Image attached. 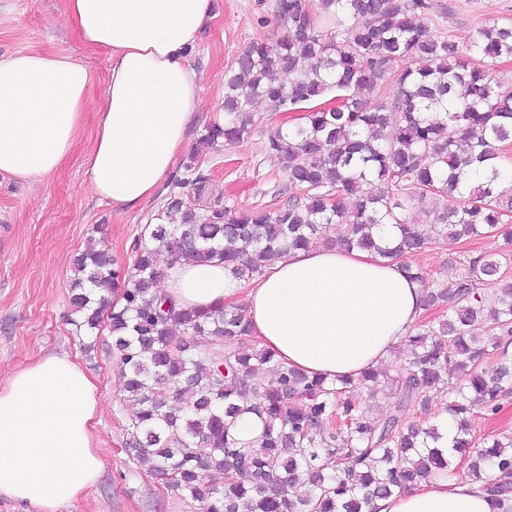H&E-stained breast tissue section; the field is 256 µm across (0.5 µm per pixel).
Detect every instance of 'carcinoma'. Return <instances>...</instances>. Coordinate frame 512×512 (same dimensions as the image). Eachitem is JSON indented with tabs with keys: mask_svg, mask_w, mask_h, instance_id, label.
I'll return each mask as SVG.
<instances>
[{
	"mask_svg": "<svg viewBox=\"0 0 512 512\" xmlns=\"http://www.w3.org/2000/svg\"><path fill=\"white\" fill-rule=\"evenodd\" d=\"M431 9L430 0H275L285 34L239 54L225 78L224 121L205 130L196 152L247 139L258 100L278 112L306 105L301 123L265 142L300 195L274 211L240 215L217 200L201 214L184 200L187 191L202 198L209 182L192 156L167 196L179 222L148 225L131 267L97 245L74 260L73 325L88 336L109 328L125 399L136 406L128 455L200 512H377L376 501L442 470L452 477L461 463L498 506L512 500V439L477 449L469 420L497 413L512 393V281L501 274L512 225L500 190L512 87L493 74L494 62L512 60V25H481L459 41L421 22ZM391 77L392 96L374 100ZM332 93L336 105L322 106ZM455 195L459 206L425 211L428 236L406 216ZM384 224L396 235L382 247ZM495 232L508 250L462 264L451 295L405 261L428 244ZM314 246L375 249L420 283L424 306L450 301L453 313L408 331L399 363L328 381L264 349L240 351L251 333L243 309L183 310L156 289L161 268L183 259L219 258L249 281ZM206 336L222 338L224 352L207 350ZM491 350L498 362L487 372ZM454 378L462 384L447 406L448 443L438 426H402ZM362 388L390 407L376 425ZM244 413L262 421L249 443L234 435Z\"/></svg>",
	"mask_w": 512,
	"mask_h": 512,
	"instance_id": "carcinoma-1",
	"label": "carcinoma"
}]
</instances>
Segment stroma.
<instances>
[{
    "mask_svg": "<svg viewBox=\"0 0 512 512\" xmlns=\"http://www.w3.org/2000/svg\"><path fill=\"white\" fill-rule=\"evenodd\" d=\"M424 23L433 31L462 38L485 23L512 24V0H431ZM275 0H211V18L189 53V63L204 88L202 106L192 123L174 175L188 158L209 176L205 210L229 201L238 212L275 210L286 203L288 179L265 150L270 131L300 122L298 112L254 108L255 130L247 140L196 152L207 125L224 115V75L251 41L280 39L282 25L272 18ZM64 51L92 76L89 106L76 132L73 151L52 175L30 181L0 175V381L41 355L78 356L96 380L102 412L95 426L106 467L100 481L60 512H199L200 504L167 491L156 474L130 460L126 430L134 411L125 401L109 351L112 338L101 331L93 349H85L70 323L73 262L90 242L130 266L132 249L146 225L166 208L167 183L139 209L120 213L90 190L86 157L96 133L98 107L111 67L109 54L86 46L64 14L63 0H0V57L17 52ZM502 239L485 236L453 245L435 243L414 256L434 279L455 286L461 262L504 252Z\"/></svg>",
    "mask_w": 512,
    "mask_h": 512,
    "instance_id": "35a3bbf8",
    "label": "stroma"
}]
</instances>
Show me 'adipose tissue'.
Segmentation results:
<instances>
[{"instance_id": "ef3b65f1", "label": "adipose tissue", "mask_w": 512, "mask_h": 512, "mask_svg": "<svg viewBox=\"0 0 512 512\" xmlns=\"http://www.w3.org/2000/svg\"><path fill=\"white\" fill-rule=\"evenodd\" d=\"M90 47L112 57L93 146L90 188L114 209L138 208L172 171L203 88L188 60L210 0H65ZM91 74L71 55L0 58V174L39 180L70 156ZM160 289L209 312L245 296L259 348L309 376L358 378L386 359L422 314L420 284L377 253L296 249L257 280L223 261L164 267ZM95 380L77 358L49 353L0 382V497L57 512L100 479ZM378 512H495L477 484L441 474L379 500Z\"/></svg>"}]
</instances>
